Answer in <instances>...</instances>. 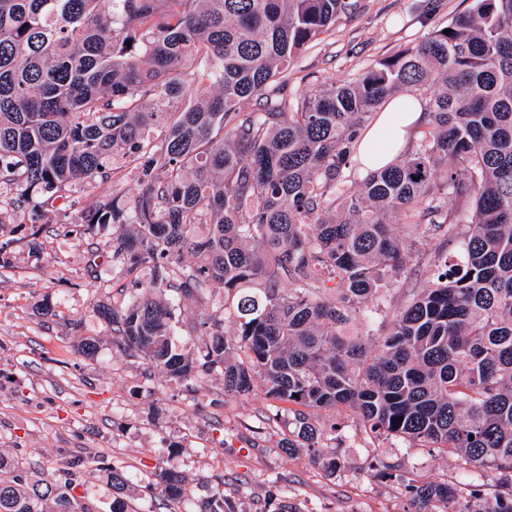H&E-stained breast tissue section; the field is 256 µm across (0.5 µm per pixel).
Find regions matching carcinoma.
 Returning <instances> with one entry per match:
<instances>
[{
  "label": "carcinoma",
  "mask_w": 512,
  "mask_h": 512,
  "mask_svg": "<svg viewBox=\"0 0 512 512\" xmlns=\"http://www.w3.org/2000/svg\"><path fill=\"white\" fill-rule=\"evenodd\" d=\"M102 3L0 0V184L17 191L16 223L134 171L135 193L114 189L83 216L112 225L129 273L148 271L141 293L95 309L117 347L187 382L221 366L226 394L261 383L291 405L300 443L288 447L332 472L322 441L341 428L317 427L313 410L346 408L375 438L482 472L464 501L371 465L367 478L403 483L409 512H512V0H475L450 33L295 92L291 62L358 0ZM403 91L423 97L425 130L352 180L361 131ZM457 238L459 261L441 260L434 241ZM406 248L435 271L399 289ZM215 283L224 315L200 319L198 365L195 344L174 342L179 304L165 292L204 305ZM397 294L387 332L355 329ZM111 481L112 512H132L121 471ZM160 486L161 504L180 498L175 472ZM48 499L90 512L71 482L29 487L0 463V512ZM189 512L233 510L218 489Z\"/></svg>",
  "instance_id": "carcinoma-1"
}]
</instances>
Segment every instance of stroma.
I'll return each mask as SVG.
<instances>
[{
  "label": "stroma",
  "mask_w": 512,
  "mask_h": 512,
  "mask_svg": "<svg viewBox=\"0 0 512 512\" xmlns=\"http://www.w3.org/2000/svg\"><path fill=\"white\" fill-rule=\"evenodd\" d=\"M358 3L293 61L290 89L307 74L321 82L356 77L448 25L472 0H442L432 14L426 0ZM136 186L131 174L115 186H76L70 201L33 224L0 214V240L12 242L0 255V459L27 484L68 475L91 512H112L110 471L118 467L134 512H153L167 468L182 477L186 505L220 487L235 512H274L283 496L292 512H406L400 483L364 479L368 464L382 461L420 481L478 480L455 456L363 433L345 410L315 414L318 423L344 426L334 448L340 466L329 472L306 451H287V404L259 389L225 394L220 367L180 382L119 349L94 309L138 288L112 257V226L86 229L81 215L112 188ZM87 339L97 342L91 357L80 351Z\"/></svg>",
  "instance_id": "1"
}]
</instances>
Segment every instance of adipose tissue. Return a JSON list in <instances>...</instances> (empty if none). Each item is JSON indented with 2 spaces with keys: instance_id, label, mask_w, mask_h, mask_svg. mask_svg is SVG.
I'll list each match as a JSON object with an SVG mask.
<instances>
[{
  "instance_id": "ef3b65f1",
  "label": "adipose tissue",
  "mask_w": 512,
  "mask_h": 512,
  "mask_svg": "<svg viewBox=\"0 0 512 512\" xmlns=\"http://www.w3.org/2000/svg\"><path fill=\"white\" fill-rule=\"evenodd\" d=\"M423 120V108L415 99H389L380 107L373 125L361 134L359 159L369 169L394 163Z\"/></svg>"
}]
</instances>
